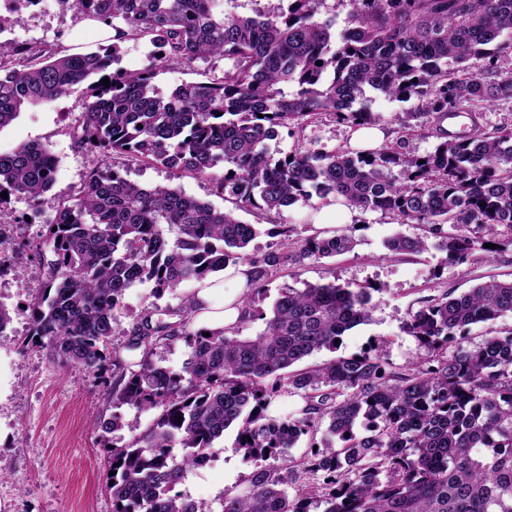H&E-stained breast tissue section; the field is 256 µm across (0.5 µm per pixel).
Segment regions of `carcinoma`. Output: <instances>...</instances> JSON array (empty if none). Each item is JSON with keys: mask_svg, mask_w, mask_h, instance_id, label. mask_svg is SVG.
<instances>
[{"mask_svg": "<svg viewBox=\"0 0 512 512\" xmlns=\"http://www.w3.org/2000/svg\"><path fill=\"white\" fill-rule=\"evenodd\" d=\"M259 1L239 15L220 9L225 0H56L74 20L112 29V42L65 54L0 44V130L22 108L85 82L82 145L210 178L243 210L280 212L332 195L423 225L457 261L512 231V131L475 124L453 139L440 128L459 106L512 99V72L497 67L512 53V0H347L350 26L339 35L334 18L319 17L323 0H251ZM139 39L159 55L137 72L118 67L122 44ZM215 56L231 60L220 76L166 92L155 83L167 63ZM472 56L487 59L484 73L464 72ZM375 93L410 104L392 144L269 152L282 131L323 114L373 124ZM422 132L441 142L418 155L409 138ZM55 183L44 144L0 154V193L37 200ZM165 225L178 230L172 246ZM258 234L232 211L169 186L143 187L113 168L60 195L45 224L54 260L31 330L60 364L94 374L112 367V415L100 422L112 435V512H512V329L477 342L465 336L470 325L512 313V279L420 307L404 330L426 356L404 368L362 352L296 369L370 322V288H284L269 315L255 297L267 294L270 271L349 253L357 241L349 228L296 247L283 239L258 258L249 250ZM386 248L390 257L421 254L427 242L397 234ZM238 264L251 267L241 320L264 321L257 335L233 326L203 336L190 290L163 313L178 320L151 304L112 342L134 284L150 282L160 296ZM178 341L190 354L174 372L153 356ZM125 352L140 356L135 366ZM280 394L300 397L299 415L267 414ZM124 407L159 414L126 442ZM233 424L255 470L214 511L177 487ZM303 437L309 451L300 460L261 465L286 459Z\"/></svg>", "mask_w": 512, "mask_h": 512, "instance_id": "carcinoma-1", "label": "carcinoma"}]
</instances>
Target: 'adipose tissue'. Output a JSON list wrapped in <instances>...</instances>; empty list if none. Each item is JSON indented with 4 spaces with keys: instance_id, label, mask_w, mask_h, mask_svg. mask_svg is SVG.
<instances>
[{
    "instance_id": "adipose-tissue-1",
    "label": "adipose tissue",
    "mask_w": 512,
    "mask_h": 512,
    "mask_svg": "<svg viewBox=\"0 0 512 512\" xmlns=\"http://www.w3.org/2000/svg\"><path fill=\"white\" fill-rule=\"evenodd\" d=\"M250 275L247 266L237 265L226 268L221 274L208 276L199 283L196 287L195 324L210 330L232 327L241 315L240 308L236 306L238 291L245 287ZM228 282L236 284V292H225L224 285Z\"/></svg>"
}]
</instances>
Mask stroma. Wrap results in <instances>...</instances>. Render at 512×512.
Instances as JSON below:
<instances>
[{"mask_svg": "<svg viewBox=\"0 0 512 512\" xmlns=\"http://www.w3.org/2000/svg\"><path fill=\"white\" fill-rule=\"evenodd\" d=\"M13 31L17 41L51 51L81 46L96 49L102 37L97 28L76 23L56 0H44L41 12L24 13ZM228 62L221 57L190 65L163 66L156 77L162 90L222 74ZM85 107L84 86L50 103L24 109L9 126L0 130V153L38 141L49 147L57 160L56 184L38 205L13 196L0 204V222L6 238L0 243V305L12 317L6 335L0 336V512H112V496L106 487L107 455L111 435L98 423L111 414L108 391L111 373L93 375L52 363L45 350L31 342V311L35 297L47 282L53 254L45 245L44 224L57 209L58 193L80 186L94 166H111L146 187L170 185L189 196L224 209L228 203L214 183L189 174L175 175L162 166L145 165L130 157H107L89 151L74 135ZM350 125L330 116L318 123L281 135L271 141L273 154L309 146L328 151L350 145ZM40 222H29L33 211ZM311 207L296 204L281 212H240L246 223L259 225L252 242L255 254L270 243L268 229L284 227L290 239L300 241L316 233ZM337 228H354L357 245L352 253L320 261L309 260L292 272L273 274L267 295L257 300L270 311L279 289H302L309 284L336 282L357 289L375 285L372 319L347 331L336 351L323 350L306 358L318 365L336 356L379 350L393 366L402 367L423 356L415 340L402 326L425 301L444 293L461 294L495 276L512 278V232L503 231L500 245L464 264L447 259L437 239H429L428 251L418 255L387 257L385 240L395 234L423 235L418 224H403L381 211L352 208L338 210ZM161 310L179 308L180 292L154 297L151 283L130 288L117 314L119 330L129 329L148 303ZM237 426H230L217 440L206 466L189 471L179 486L189 499L218 507L225 493L240 489L253 467L237 449Z\"/></svg>", "mask_w": 512, "mask_h": 512, "instance_id": "stroma-1", "label": "stroma"}]
</instances>
